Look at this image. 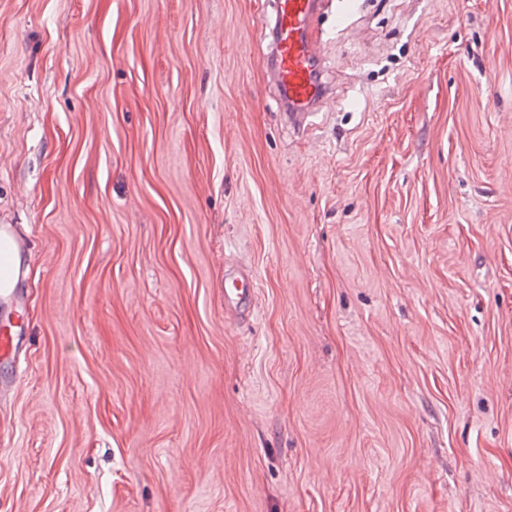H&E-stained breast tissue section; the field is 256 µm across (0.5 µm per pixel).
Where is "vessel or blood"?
<instances>
[{
    "instance_id": "1",
    "label": "vessel or blood",
    "mask_w": 512,
    "mask_h": 512,
    "mask_svg": "<svg viewBox=\"0 0 512 512\" xmlns=\"http://www.w3.org/2000/svg\"><path fill=\"white\" fill-rule=\"evenodd\" d=\"M329 0H273L265 26L272 42L270 76L281 101L288 105L283 118L298 132L307 131L328 87L322 79L323 42L313 24ZM27 244L7 224L0 225V298L18 293L25 268ZM253 293V280L244 273L224 279L226 310L242 314Z\"/></svg>"
}]
</instances>
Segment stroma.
<instances>
[{
    "instance_id": "stroma-1",
    "label": "stroma",
    "mask_w": 512,
    "mask_h": 512,
    "mask_svg": "<svg viewBox=\"0 0 512 512\" xmlns=\"http://www.w3.org/2000/svg\"><path fill=\"white\" fill-rule=\"evenodd\" d=\"M264 3L0 0V512H512V0H340L303 134ZM28 251L8 224L0 225V298H15L25 272L22 256ZM253 290V280L249 275L238 273L228 276L225 271L224 301L226 310L240 316L250 303Z\"/></svg>"
}]
</instances>
